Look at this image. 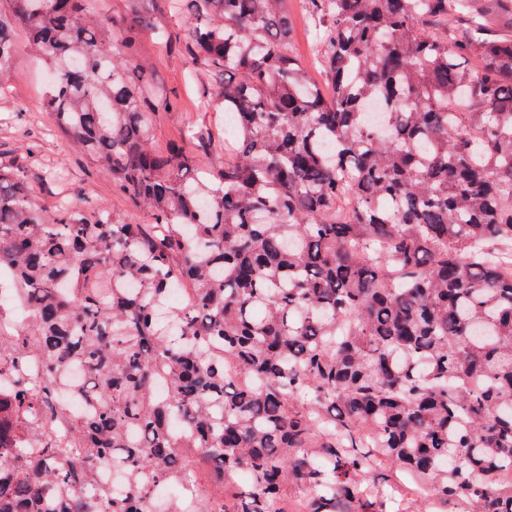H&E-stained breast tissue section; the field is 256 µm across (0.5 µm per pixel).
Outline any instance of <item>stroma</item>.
<instances>
[{
  "label": "stroma",
  "instance_id": "35a3bbf8",
  "mask_svg": "<svg viewBox=\"0 0 512 512\" xmlns=\"http://www.w3.org/2000/svg\"><path fill=\"white\" fill-rule=\"evenodd\" d=\"M140 56L151 67L157 85L180 94L179 108L157 119L155 140L159 146L178 142L183 130L201 120L223 123V113L199 95L190 68L165 61L164 51L151 32L141 35ZM45 87L44 67L32 54L26 36L16 34L10 66L0 74V163L26 167L30 184L47 208L80 206L93 200L130 221L143 222L142 213L113 193L108 177L90 171L74 155L68 140L55 132L50 114L40 108ZM38 141L43 148L34 158L29 148Z\"/></svg>",
  "mask_w": 512,
  "mask_h": 512
}]
</instances>
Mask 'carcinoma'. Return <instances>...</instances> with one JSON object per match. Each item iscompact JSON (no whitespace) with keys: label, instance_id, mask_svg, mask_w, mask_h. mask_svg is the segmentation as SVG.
<instances>
[{"label":"carcinoma","instance_id":"cac0c4a2","mask_svg":"<svg viewBox=\"0 0 512 512\" xmlns=\"http://www.w3.org/2000/svg\"><path fill=\"white\" fill-rule=\"evenodd\" d=\"M183 2L180 32L159 0L0 8V71L23 31L42 110L147 217L48 212L0 164L29 307L0 305V512H152L158 482L166 512H276L292 484L294 512H387L403 476L438 512H512V0H297L330 96L289 0ZM146 29L224 112L212 167L205 126L155 144L179 95L132 55ZM293 45L301 56L302 61L310 70V73L319 78V75L314 70L315 51L314 42L311 37L306 34L301 10L298 4L292 2V17H291Z\"/></svg>","mask_w":512,"mask_h":512}]
</instances>
